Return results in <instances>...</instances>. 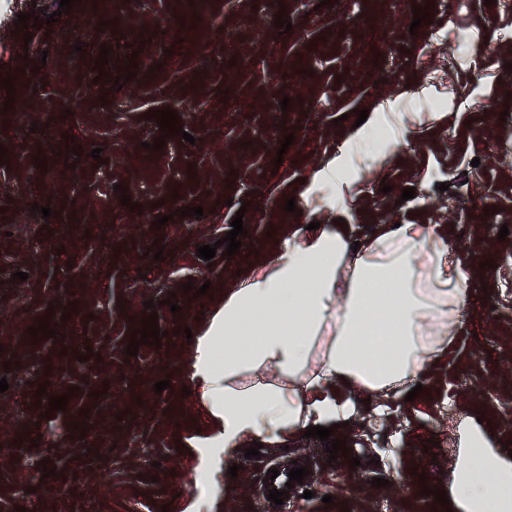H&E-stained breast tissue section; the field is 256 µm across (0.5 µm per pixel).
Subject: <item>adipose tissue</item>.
<instances>
[{
    "instance_id": "1",
    "label": "adipose tissue",
    "mask_w": 512,
    "mask_h": 512,
    "mask_svg": "<svg viewBox=\"0 0 512 512\" xmlns=\"http://www.w3.org/2000/svg\"><path fill=\"white\" fill-rule=\"evenodd\" d=\"M473 264L437 224H379L358 241L343 224L292 229L194 345L189 380L225 454L411 391L464 328ZM463 437L448 483L459 512H512V461L475 426Z\"/></svg>"
}]
</instances>
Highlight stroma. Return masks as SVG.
<instances>
[{
	"mask_svg": "<svg viewBox=\"0 0 512 512\" xmlns=\"http://www.w3.org/2000/svg\"><path fill=\"white\" fill-rule=\"evenodd\" d=\"M11 2L0 11V81L11 75L30 91L19 118L4 111L0 85V360L10 363L0 367L9 384L0 393V512H278L260 474L296 464L308 468L303 487L313 496L293 495L287 512H441L422 489H447L464 419L512 449V233L499 237L501 226L512 230V125L501 119L512 112V7L74 0L52 23L60 0ZM417 6L430 22L415 29ZM29 12L40 22L27 43L15 21ZM280 15L290 32L280 33ZM186 20L204 33L188 49L173 40ZM432 24L445 38L431 47ZM433 71L443 84L430 89ZM165 108L182 134L163 136L146 119ZM362 109L389 131L371 153L349 141ZM158 138L163 149H151ZM334 157L350 181L339 193L319 177ZM407 187L415 196L405 201ZM198 206L201 218L185 216ZM238 215L245 234L231 256L220 241ZM311 222L344 223L355 237L375 224L443 225L475 260L465 328L414 400L383 413L360 406L334 430L360 466L329 460L319 440L303 448L265 438L259 455L226 457L208 439L204 408L182 391L193 354L186 336L203 331L239 272L283 245L288 225ZM211 244L207 262L196 248ZM201 286L207 294L193 296ZM153 314L160 346L143 342L127 355ZM40 321L55 336L30 337ZM162 380L166 390L155 392ZM65 393L66 409L50 411ZM375 478L385 486L373 487Z\"/></svg>",
	"mask_w": 512,
	"mask_h": 512,
	"instance_id": "stroma-1",
	"label": "stroma"
}]
</instances>
